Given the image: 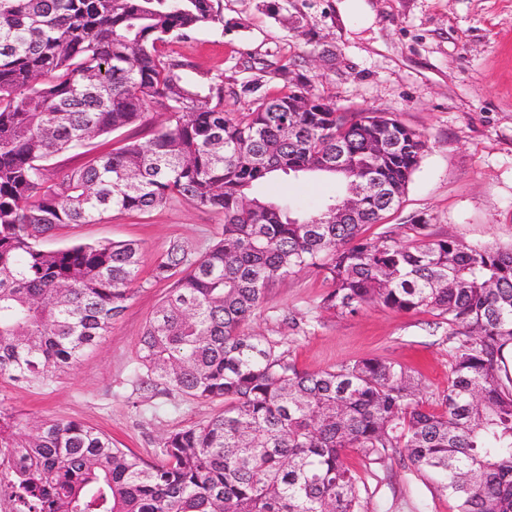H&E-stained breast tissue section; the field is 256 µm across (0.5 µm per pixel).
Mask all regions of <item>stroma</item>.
Instances as JSON below:
<instances>
[{
  "label": "stroma",
  "mask_w": 512,
  "mask_h": 512,
  "mask_svg": "<svg viewBox=\"0 0 512 512\" xmlns=\"http://www.w3.org/2000/svg\"><path fill=\"white\" fill-rule=\"evenodd\" d=\"M337 0H223L233 31L204 28L179 46L202 69L245 80L249 55H284L295 76L344 111L387 113L421 132L427 149L399 207L367 237L424 220L432 238L512 246V0H368L370 17L342 24ZM222 230L219 216L173 201L145 215L110 213L104 222L56 232L57 249L78 242L139 241L150 265L170 244L202 255ZM111 330L45 387L0 378V408L30 419L91 425L147 461L161 457L167 434L203 423L219 403L151 388L136 375L141 331L169 292L149 272ZM329 288L304 270L276 283L249 332L315 372L379 357L407 367L419 397L437 406L448 390V326L428 312L377 305L355 314L321 308ZM368 512H455L448 494L424 473L395 460L365 473Z\"/></svg>",
  "instance_id": "1"
}]
</instances>
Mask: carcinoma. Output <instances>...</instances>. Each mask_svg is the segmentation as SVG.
<instances>
[{
  "instance_id": "cac0c4a2",
  "label": "carcinoma",
  "mask_w": 512,
  "mask_h": 512,
  "mask_svg": "<svg viewBox=\"0 0 512 512\" xmlns=\"http://www.w3.org/2000/svg\"><path fill=\"white\" fill-rule=\"evenodd\" d=\"M222 0H0V377L45 386L112 328L144 264L133 240L44 250L55 231L146 214L172 200L221 217L199 257L177 242L151 270L170 291L144 326L138 369L193 399L224 402L168 434L150 464L76 420L0 408L28 512H365L364 468L401 450L457 512H512V248L431 239L427 225L375 239L367 226L400 203L426 151L384 112H338L289 75L288 59L249 56V79L201 70L176 46L225 29ZM281 83L275 92L268 81ZM299 96L310 112L293 111ZM241 104L224 111V101ZM167 114L145 141L125 135ZM120 133L111 152L57 174L53 157ZM391 146L377 152L379 141ZM373 184L336 223L346 181ZM326 176L340 192L304 216L259 184ZM313 269L322 308L365 305L448 321L452 359L440 408L382 358L303 372L245 331L275 282Z\"/></svg>"
}]
</instances>
